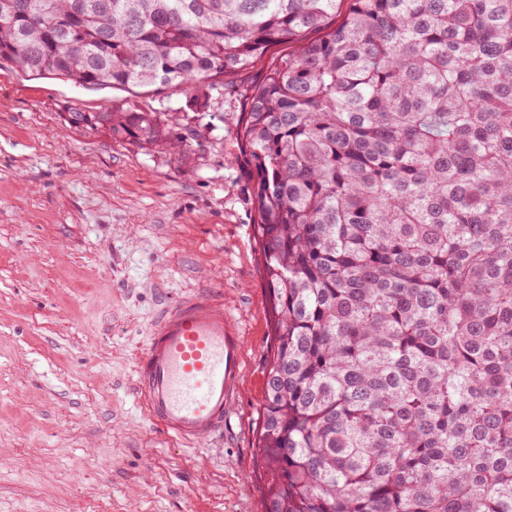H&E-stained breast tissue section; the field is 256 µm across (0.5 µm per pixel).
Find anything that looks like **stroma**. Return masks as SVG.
<instances>
[{"mask_svg": "<svg viewBox=\"0 0 512 512\" xmlns=\"http://www.w3.org/2000/svg\"><path fill=\"white\" fill-rule=\"evenodd\" d=\"M190 90L77 89L0 67V512H259L257 418L271 314L253 239L237 122L266 67ZM166 113L140 150L66 114ZM218 295L244 361L224 436L186 448L134 390L138 355L168 307Z\"/></svg>", "mask_w": 512, "mask_h": 512, "instance_id": "35a3bbf8", "label": "stroma"}]
</instances>
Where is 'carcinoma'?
I'll use <instances>...</instances> for the list:
<instances>
[{"label":"carcinoma","mask_w":512,"mask_h":512,"mask_svg":"<svg viewBox=\"0 0 512 512\" xmlns=\"http://www.w3.org/2000/svg\"><path fill=\"white\" fill-rule=\"evenodd\" d=\"M338 2L0 0V60L190 90L297 42L237 124L272 317L261 512H512V0ZM107 112L182 148L163 112Z\"/></svg>","instance_id":"carcinoma-1"}]
</instances>
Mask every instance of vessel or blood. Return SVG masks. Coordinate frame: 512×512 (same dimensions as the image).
I'll return each instance as SVG.
<instances>
[{"label":"vessel or blood","instance_id":"vessel-or-blood-1","mask_svg":"<svg viewBox=\"0 0 512 512\" xmlns=\"http://www.w3.org/2000/svg\"><path fill=\"white\" fill-rule=\"evenodd\" d=\"M243 361L241 338L210 293L168 308L136 368L148 419L176 444L195 446L224 432Z\"/></svg>","mask_w":512,"mask_h":512}]
</instances>
